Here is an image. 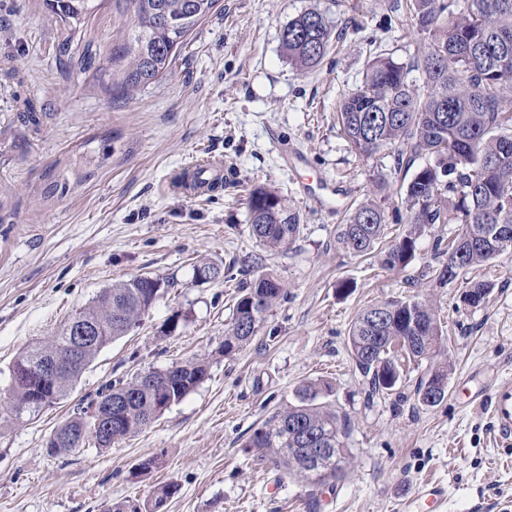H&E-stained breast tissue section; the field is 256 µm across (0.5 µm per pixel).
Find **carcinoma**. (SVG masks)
I'll return each instance as SVG.
<instances>
[{"label":"carcinoma","instance_id":"carcinoma-1","mask_svg":"<svg viewBox=\"0 0 512 512\" xmlns=\"http://www.w3.org/2000/svg\"><path fill=\"white\" fill-rule=\"evenodd\" d=\"M104 0H43L57 20L67 54L83 26ZM218 0H112L118 10L132 13L128 35L112 41L108 66L95 76L115 98H127L164 77L193 31L215 10ZM406 21L421 37L413 68L423 84L408 80L409 70L390 56L378 55L367 64L362 85L342 101L338 121L351 147L370 157L396 149L397 169H411L424 160L406 185L402 203L407 227L385 248V211L372 190L350 211L337 229V243L355 257L377 255L388 270H402L415 258L419 239L436 224H458L457 238L437 239L439 264L432 276L439 286L466 278L469 271L512 249V0H410ZM333 38L326 15L311 7L290 19L282 30L283 54L296 70L316 68ZM253 237L270 251H283L301 232L300 216L279 191L258 186L249 193ZM174 283L160 277L134 276L98 294L81 309L85 322L98 328V338L85 345L83 364L45 379L40 361L67 348L71 321L51 342L23 350L11 373L10 397L0 404V428L38 417L67 396L80 373L98 353L126 335L155 304L161 290ZM221 352L230 355L256 335L267 313L284 295L271 273L243 281ZM418 335L403 347L404 357L434 359L443 327L433 309L413 298L388 300L361 309L348 334V349L356 367L369 378L370 391L387 394L399 377H387L383 365L395 364L393 342ZM447 357L434 363L427 382L442 385L431 405L448 391ZM163 378L137 375L111 383L97 396L112 395L124 403L112 419V440L139 432L162 411L182 401L207 375L203 361L171 365ZM323 388L305 383L297 389L298 403L266 420L249 438L252 448H265L283 463L323 485L336 480V467L323 473L310 465V449H327L326 458L346 455L345 417L317 403ZM176 492L166 484L145 502L125 501L113 512H158Z\"/></svg>","mask_w":512,"mask_h":512}]
</instances>
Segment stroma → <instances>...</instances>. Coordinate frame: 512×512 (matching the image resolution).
Returning <instances> with one entry per match:
<instances>
[{"instance_id": "1", "label": "stroma", "mask_w": 512, "mask_h": 512, "mask_svg": "<svg viewBox=\"0 0 512 512\" xmlns=\"http://www.w3.org/2000/svg\"><path fill=\"white\" fill-rule=\"evenodd\" d=\"M407 0H219L189 37L171 74L115 99L77 66L60 63L58 23L42 0H0V389L16 356L50 340L112 284L135 275L174 279L139 327L103 348L66 397L37 418L0 430V512H107L177 485L162 512H403L425 482L443 483V512H512V445L499 442L488 404L512 385V257L476 271L487 302H460L461 283L438 286L435 225L415 260L387 270L349 255L336 229L377 179L390 234L401 232L407 183L391 151L360 156L337 122L343 97L361 85L372 53L409 65L420 43L395 22ZM325 13L332 47L315 70L293 68L281 49L287 21ZM129 15L99 9L75 53L103 56ZM114 151L100 160L102 140ZM224 165L209 195L170 190L202 160ZM69 190L45 196L49 170ZM278 188L301 215L287 250H263L250 232L248 193ZM252 256L286 293L242 350L220 348L240 296L233 279L196 281L193 267ZM349 293L336 290L339 281ZM429 300L453 362L448 395L428 407L417 388L429 362L408 363L392 394H371L352 362L348 330L378 301ZM186 320L166 334L169 318ZM196 358L205 380L180 403L111 448L93 443L49 455L45 441L102 384ZM328 382L320 400L348 418L349 461L334 486H314L247 441L273 412L296 404L306 382ZM157 468L135 477L139 463Z\"/></svg>"}]
</instances>
